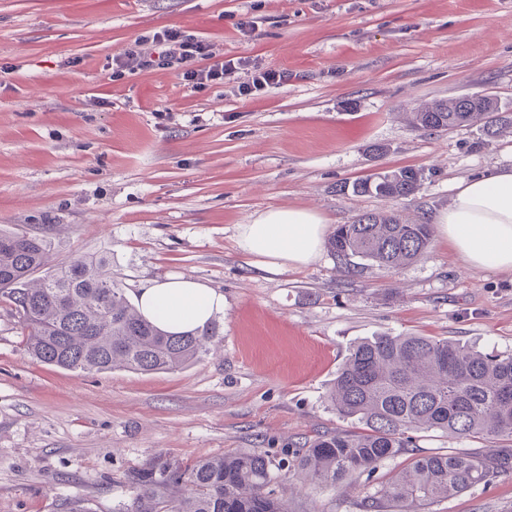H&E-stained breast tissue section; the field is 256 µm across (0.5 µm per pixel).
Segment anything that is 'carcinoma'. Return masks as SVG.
<instances>
[{
  "mask_svg": "<svg viewBox=\"0 0 512 512\" xmlns=\"http://www.w3.org/2000/svg\"><path fill=\"white\" fill-rule=\"evenodd\" d=\"M484 121L488 137L512 125L498 99L460 95L414 114L424 130ZM413 169L375 173L340 191L408 198ZM428 224L392 212H363L338 225L328 250L348 274L365 262L396 268L422 258ZM0 304L9 307L32 358L78 373L122 365L153 372L181 368L209 350L207 330L173 335L144 319L106 258L54 256L50 236L0 229ZM327 399L351 428L304 441L278 455L240 451L184 463L157 454L126 475L132 492L113 512H288L280 488L288 473L336 486L414 447V435L440 431L491 443L478 454L414 456L360 502L363 512H424L425 506L512 473V356L460 342L381 335L354 345Z\"/></svg>",
  "mask_w": 512,
  "mask_h": 512,
  "instance_id": "cac0c4a2",
  "label": "carcinoma"
}]
</instances>
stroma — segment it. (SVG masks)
Masks as SVG:
<instances>
[{
	"mask_svg": "<svg viewBox=\"0 0 512 512\" xmlns=\"http://www.w3.org/2000/svg\"><path fill=\"white\" fill-rule=\"evenodd\" d=\"M177 29L224 59L284 69L239 95L245 70L188 85L112 59ZM512 105V0H0V228L48 233L57 258L104 254L128 298L170 276L224 294L209 352L183 368L83 374L29 357L0 305V512H112L151 456L274 452L348 429L327 402L357 341L419 335L512 354V275L468 268L446 242L395 269L329 253L268 272L238 225L307 208L328 228L366 211L431 222L463 178L512 164V127L423 130L425 105ZM413 167L414 196L340 193ZM406 463L336 488L293 478L288 512H360ZM429 512H512L500 474Z\"/></svg>",
	"mask_w": 512,
	"mask_h": 512,
	"instance_id": "obj_1",
	"label": "stroma"
}]
</instances>
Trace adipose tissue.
<instances>
[{
  "instance_id": "1",
  "label": "adipose tissue",
  "mask_w": 512,
  "mask_h": 512,
  "mask_svg": "<svg viewBox=\"0 0 512 512\" xmlns=\"http://www.w3.org/2000/svg\"><path fill=\"white\" fill-rule=\"evenodd\" d=\"M451 205L435 219L439 236L469 267L512 273V167L459 181ZM326 226L308 209L270 208L239 225L237 246L267 270L302 268L319 257ZM141 314L160 329L182 333L204 327L224 312V295L206 284L171 277L137 294Z\"/></svg>"
}]
</instances>
